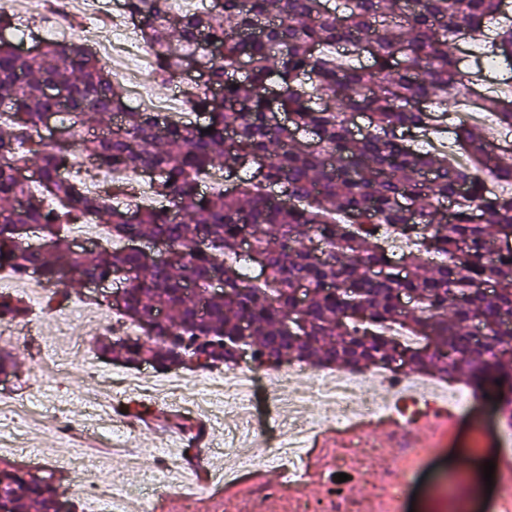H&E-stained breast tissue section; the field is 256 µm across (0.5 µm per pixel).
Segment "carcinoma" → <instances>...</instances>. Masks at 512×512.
Instances as JSON below:
<instances>
[{
  "label": "carcinoma",
  "instance_id": "cac0c4a2",
  "mask_svg": "<svg viewBox=\"0 0 512 512\" xmlns=\"http://www.w3.org/2000/svg\"><path fill=\"white\" fill-rule=\"evenodd\" d=\"M124 7L156 78L177 84L201 122L130 108L87 45L48 40L21 54L15 15L0 10V270L23 279L40 269L49 305L69 299L74 280L122 284L120 299L95 303L142 335L105 334L97 348L126 366L209 372L247 348L260 364L425 371L475 393L493 388L512 423V378L500 374L512 367V247H497L512 240V159L470 123L448 124L470 107L512 135L503 0H201L187 18L169 15L168 0ZM487 20V57L505 90L461 64L458 41ZM51 85L63 99L46 93ZM356 115L367 121L359 134ZM448 125V146L412 139ZM79 156L151 175L168 205H134L119 185L84 190L61 176ZM31 166L36 191L20 178ZM216 171L232 190L201 189ZM91 218L106 223L112 246L77 255L73 226ZM382 224L411 243L396 259ZM145 236L165 242L167 256L126 244ZM403 297L415 300L407 314ZM26 313L0 292V322ZM17 368L15 351L0 348V374ZM33 508L61 512L53 476L0 468V512Z\"/></svg>",
  "mask_w": 512,
  "mask_h": 512
}]
</instances>
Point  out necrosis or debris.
Here are the masks:
<instances>
[{"label": "necrosis or debris", "instance_id": "necrosis-or-debris-1", "mask_svg": "<svg viewBox=\"0 0 512 512\" xmlns=\"http://www.w3.org/2000/svg\"><path fill=\"white\" fill-rule=\"evenodd\" d=\"M97 54L104 59H124L125 68L120 77L126 85L128 99L134 106L149 112L172 111L180 92L163 97L154 96L152 87L154 60L144 43L132 40L128 25L113 27L108 40L96 43ZM299 369L257 366L240 363L218 373H211L195 386L184 382L179 374L168 375L165 380L144 370L126 372L122 388L141 390L151 388L155 397L180 407L186 417L207 414L222 420L224 436L220 444L212 446L213 455L224 459V483L243 481L246 471L258 462L259 449L274 464L287 463L288 476L294 485H302L305 460L311 450L308 437L320 423L332 424L344 438L343 448L325 460L322 481L325 499L312 501L293 494L289 512H369L370 505H378L380 512H402L406 487L412 475L418 473L430 455L426 448H401L388 459V468L373 487L371 501H364L357 486L377 457L376 449L368 445L367 426L385 424L394 409H401L405 421L428 414L433 402L449 405L455 414H463L471 404L472 391L465 386L434 388L421 398L407 399V392L417 384L427 383V376L412 377L387 368L372 371L344 368H325L305 373V385H297ZM274 395L277 416L270 439L257 438L254 428V394L257 386ZM108 392L97 389L85 394L88 405L83 423L88 429V447L77 450L70 459V473L77 480L78 492H91L103 512H128L134 501H145L150 486L168 483L176 468L174 458L156 452L153 469H145L141 452L131 447L132 436L112 424L106 416ZM43 415L39 405L13 397L0 398V420L9 419L8 436L0 435V447L24 448L28 445V432L32 423ZM111 449L122 456L125 476L113 477L111 482L99 486L92 479L95 448ZM140 475L138 484H130L127 473ZM347 474L345 482H336V474Z\"/></svg>", "mask_w": 512, "mask_h": 512}]
</instances>
